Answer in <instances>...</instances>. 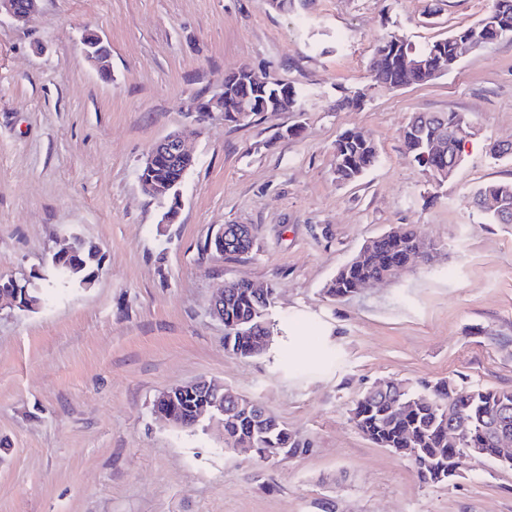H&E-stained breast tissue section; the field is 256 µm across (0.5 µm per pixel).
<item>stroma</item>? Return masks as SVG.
<instances>
[{
	"label": "stroma",
	"instance_id": "obj_1",
	"mask_svg": "<svg viewBox=\"0 0 512 512\" xmlns=\"http://www.w3.org/2000/svg\"><path fill=\"white\" fill-rule=\"evenodd\" d=\"M489 0H41L0 19V277H33L43 305L0 314V512H512V467L486 458L452 483L350 422L375 383L452 379L512 390V224L473 194L512 181V37L462 57L425 85L372 84L376 46L417 48L476 22ZM91 33L110 78L86 60ZM248 68L303 93L295 112L240 125L198 122L196 96ZM363 89L360 106L343 105ZM415 112H461L475 134L442 184L405 155ZM359 131L378 149L337 183L333 148ZM182 133L196 163L174 223L142 193L151 146ZM249 224L237 261L201 257L212 229ZM416 225L438 253L399 278L334 301L325 283L362 244ZM80 236L102 269L58 283L50 258ZM275 289L268 350L224 349L209 313L226 281ZM204 377L259 402L306 441L270 464L224 443V423L161 421L157 395Z\"/></svg>",
	"mask_w": 512,
	"mask_h": 512
}]
</instances>
